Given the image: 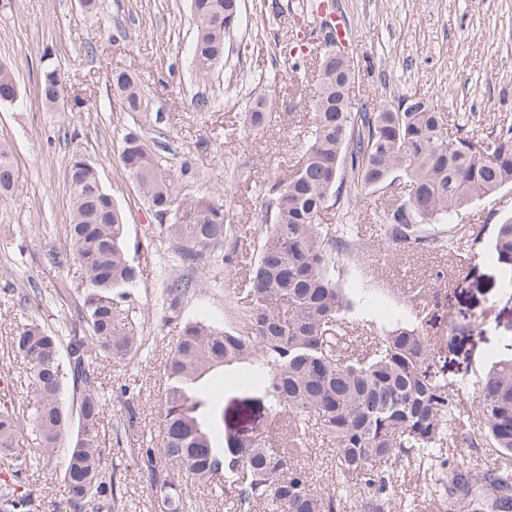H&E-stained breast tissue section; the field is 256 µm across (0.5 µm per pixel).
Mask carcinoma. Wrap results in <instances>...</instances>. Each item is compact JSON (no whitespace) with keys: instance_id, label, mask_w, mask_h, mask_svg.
Listing matches in <instances>:
<instances>
[{"instance_id":"carcinoma-1","label":"carcinoma","mask_w":512,"mask_h":512,"mask_svg":"<svg viewBox=\"0 0 512 512\" xmlns=\"http://www.w3.org/2000/svg\"><path fill=\"white\" fill-rule=\"evenodd\" d=\"M195 38L190 68L199 82L224 65L226 45L238 28L239 0H190ZM341 46L327 37L315 54L297 57L295 73L317 70L313 111L299 159L263 189L261 222L267 225L249 286L237 301L240 325L224 327L182 316L181 300L202 283L170 275L164 286L163 321L178 328L164 365V417L159 447L142 452L155 512H185L183 477L224 490H238L239 512L261 505L264 512H334L318 492L312 472L291 461L269 436L221 447L224 407L208 386L212 374L230 368L248 373L270 410L288 419L297 440L311 434L336 447V482L345 493L362 484L392 495L395 486L379 466L410 457L444 470L448 442H484L496 463L480 474L457 469L436 484L438 496L466 512H512V358L493 363L478 395L467 406L468 370L450 378L438 365L422 328L391 330L361 353L350 350L343 323L352 303L336 280L340 256L361 240L359 224H323L329 210H351L358 191L399 178L410 190L381 216L387 239L402 248H473L481 230L463 226L444 237L435 225L450 224L474 201L512 186V123L481 136L456 128L422 98L367 112L354 107ZM113 91L136 118L148 112L137 77L112 72ZM38 98L49 110L64 99L61 72L47 67ZM272 99L257 98L249 123L260 130L278 121ZM140 127L122 137L120 160L157 221L159 234L174 242L190 267L224 261V204L210 195L181 193L186 163L174 170ZM71 201L69 246L85 273L77 296L59 293L58 328L33 321L12 339L27 362L31 399L26 405L0 400V461L5 479L0 512H36L25 486L26 458L15 444L23 425L31 428L35 454L48 461L67 435L72 445L61 471L65 512H115L119 507L100 426L105 407V364L125 361L144 346L136 336L134 309L139 272L128 261L125 224L94 166L76 154L66 170ZM15 186L14 163L0 149V191ZM488 257L509 275L512 288V217L498 224ZM476 415L480 432L467 428Z\"/></svg>"}]
</instances>
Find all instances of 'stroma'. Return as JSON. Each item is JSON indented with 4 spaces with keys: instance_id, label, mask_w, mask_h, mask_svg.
<instances>
[{
    "instance_id": "stroma-1",
    "label": "stroma",
    "mask_w": 512,
    "mask_h": 512,
    "mask_svg": "<svg viewBox=\"0 0 512 512\" xmlns=\"http://www.w3.org/2000/svg\"><path fill=\"white\" fill-rule=\"evenodd\" d=\"M297 2L241 0V24L227 46L226 66L203 85L187 63L194 38L188 0H98L92 10L79 0H0V64L12 69L20 88L16 102L0 104V147L12 155L16 171L15 190L0 194V380L8 382L7 397L26 398L22 361L9 352L11 338L32 319L48 317L57 291L80 288L82 269L65 244L71 206L64 176L72 156L82 155L123 211L128 257L140 269L134 322L145 345L103 372L101 431L123 439L122 446L106 448L122 496L118 512H153L137 451L160 443L163 363L177 336L161 324L162 289L166 277L183 267L172 242L152 236L154 218L120 162L121 138L132 119L112 91V72L137 75L150 112L162 113L168 160L192 168L183 193L224 198L233 229L224 242V266L208 286L184 297L182 312L234 323V302L247 286L265 233L261 189L300 155V123L307 118L303 88L280 47L287 43L306 53L316 42L312 20L297 14ZM339 6L352 31L345 49L355 66L356 104L372 110L415 96L469 132L512 122V0H339ZM48 64L66 79L58 111L37 98ZM273 74L276 111L293 113L297 121L256 132L248 108L265 95L264 78ZM197 95L208 97L211 109H191ZM406 191L400 180L364 190L351 213L349 219L364 226L367 244L340 271L352 300L345 330L361 347L397 323L424 326L448 375L468 370L464 399L470 402L481 373L512 355V290H505L502 270L483 256L388 243L374 214ZM508 215L512 186L466 207L457 221L480 226L489 243ZM125 383L138 392L132 417L120 392ZM212 391L224 404L225 435L246 443L275 434L294 463L311 469L334 512H360L359 501L337 486L331 442L316 436L294 441L287 423L241 373L216 379ZM62 462L58 455L27 472L41 512H53L63 498ZM391 473L397 494L378 497L379 512H461L431 494L436 475L428 463L412 458L394 464Z\"/></svg>"
}]
</instances>
